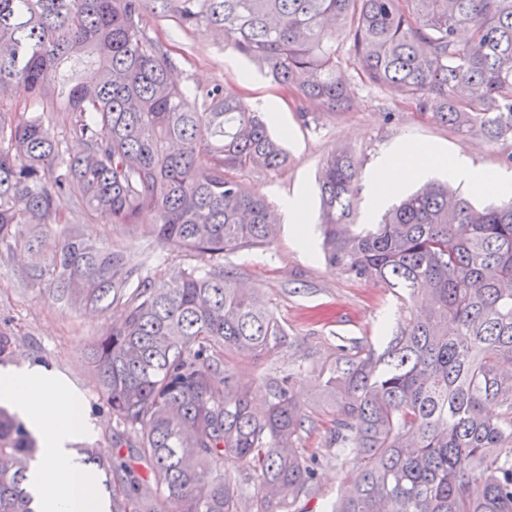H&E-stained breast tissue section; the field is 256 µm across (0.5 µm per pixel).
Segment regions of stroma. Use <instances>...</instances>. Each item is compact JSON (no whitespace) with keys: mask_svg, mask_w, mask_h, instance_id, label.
<instances>
[{"mask_svg":"<svg viewBox=\"0 0 512 512\" xmlns=\"http://www.w3.org/2000/svg\"><path fill=\"white\" fill-rule=\"evenodd\" d=\"M144 23L176 65L182 87L203 90L220 84L238 94L254 110L272 113V133L285 134L288 152L285 168L270 174L244 171L240 180L265 197L280 211L285 198L300 195L310 229V248L297 243L294 224L282 216L273 243L265 249L225 255V265L235 267L247 284L258 288L264 300L288 329L285 345L268 359L238 356L227 360L231 372L249 379L259 372L288 374L300 403L309 410L325 407L323 381L338 356V345L351 341L378 342L389 335L402 316L401 302L381 283L354 281L329 268L321 251L320 191L318 180L329 154L351 152L362 163L361 179H368L377 159L390 150L409 145L433 147L445 154H468L485 171H506L503 145L478 135L464 136L422 116L415 107L391 91L362 82L359 69L341 51V65L350 77L352 93L342 112H327L320 104H308V121H300L297 102L272 83L249 59L225 48L213 28H183L161 7L160 0H144ZM72 233L107 245L118 244L111 220L85 214L64 203L59 219ZM133 262L161 264L167 274L193 265L184 252L142 241L131 245ZM122 308L103 312L72 311L48 293L26 287L19 279L17 263L0 256V329L17 336L14 365L43 364L63 374L79 391L82 410L93 425L90 436L78 445L104 459L129 458L130 448L112 439V418L95 387L90 346L110 322L120 320ZM306 457L315 460L316 491L301 500V512H327L357 457L326 445L320 431L305 442Z\"/></svg>","mask_w":512,"mask_h":512,"instance_id":"35a3bbf8","label":"stroma"}]
</instances>
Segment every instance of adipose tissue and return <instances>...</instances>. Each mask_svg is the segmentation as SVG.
<instances>
[{
	"mask_svg": "<svg viewBox=\"0 0 512 512\" xmlns=\"http://www.w3.org/2000/svg\"><path fill=\"white\" fill-rule=\"evenodd\" d=\"M431 150L405 151L402 161L380 157L369 193L380 201L396 193L405 175L426 173ZM448 177L476 184L502 197H512V175L474 168L467 156L448 158ZM0 403L11 407L40 439L32 469V492L39 512H103L98 490L76 459L71 446L88 434L91 424L81 410L80 395L51 368L36 365L0 369Z\"/></svg>",
	"mask_w": 512,
	"mask_h": 512,
	"instance_id": "ef3b65f1",
	"label": "adipose tissue"
}]
</instances>
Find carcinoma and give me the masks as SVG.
<instances>
[{
    "label": "carcinoma",
    "mask_w": 512,
    "mask_h": 512,
    "mask_svg": "<svg viewBox=\"0 0 512 512\" xmlns=\"http://www.w3.org/2000/svg\"><path fill=\"white\" fill-rule=\"evenodd\" d=\"M211 25L299 101L338 112L349 44L365 81L422 115L493 143L512 141V0H162ZM98 78L68 94L70 155L40 112L0 110V247L19 275L75 310L125 309L91 348L100 395L136 463L82 460L109 475V512H242L224 465L252 475L249 512L311 493L306 435L361 467L329 512H512V202L477 208L443 184L354 223L360 161L339 149L320 176L322 253L333 270L400 289L409 316L378 350L342 345L324 381L331 411L309 414L291 377L237 378L231 355L270 358L288 330L224 266L269 246L278 224L237 177L288 162L269 117L216 85L193 93L146 32L142 0H0V88L41 104L62 62ZM107 214L121 235L203 262L176 279L58 228L66 200ZM150 210L155 223H139ZM267 411L253 413L255 385ZM488 404L500 412L485 413ZM36 440L0 407V512H35Z\"/></svg>",
    "instance_id": "carcinoma-1"
}]
</instances>
